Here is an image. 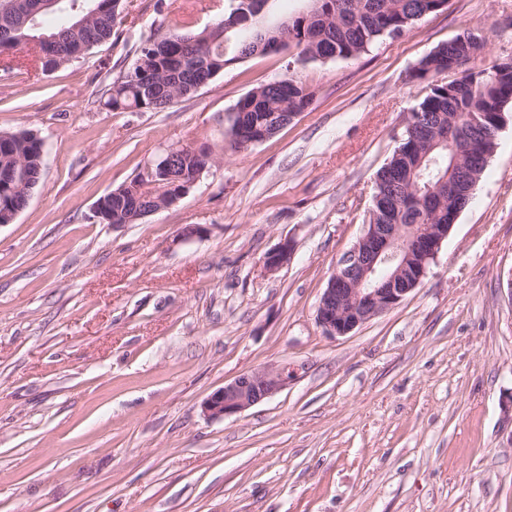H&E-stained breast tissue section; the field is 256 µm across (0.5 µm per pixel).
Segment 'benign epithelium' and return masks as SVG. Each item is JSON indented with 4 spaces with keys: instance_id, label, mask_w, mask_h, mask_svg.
Here are the masks:
<instances>
[{
    "instance_id": "1",
    "label": "benign epithelium",
    "mask_w": 512,
    "mask_h": 512,
    "mask_svg": "<svg viewBox=\"0 0 512 512\" xmlns=\"http://www.w3.org/2000/svg\"><path fill=\"white\" fill-rule=\"evenodd\" d=\"M450 224L421 228L404 224H366L362 235L342 257L320 297L316 321L332 337L343 336L358 326L399 304L427 275ZM421 250L423 260L411 279H399L401 272H384L398 251ZM294 244L288 240L267 253L264 267L275 272L290 259ZM297 377V368L288 364L244 373L212 392L202 403L211 418L236 416L273 396Z\"/></svg>"
}]
</instances>
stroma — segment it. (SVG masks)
Instances as JSON below:
<instances>
[{
    "label": "stroma",
    "instance_id": "1",
    "mask_svg": "<svg viewBox=\"0 0 512 512\" xmlns=\"http://www.w3.org/2000/svg\"><path fill=\"white\" fill-rule=\"evenodd\" d=\"M224 2L124 0L82 58L0 70V132L44 147L0 225V512H512V105L421 283L347 335L316 322L428 91L414 66L465 32L487 40L472 69L512 58V0H448L355 58L257 54L161 112L102 106L164 19L198 32ZM291 74L309 107L231 152L238 100ZM185 145L215 163L178 203L97 221L99 197ZM284 361L300 368L286 388L204 415L213 391Z\"/></svg>",
    "mask_w": 512,
    "mask_h": 512
}]
</instances>
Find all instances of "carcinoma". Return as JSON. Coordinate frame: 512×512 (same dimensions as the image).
<instances>
[{
  "mask_svg": "<svg viewBox=\"0 0 512 512\" xmlns=\"http://www.w3.org/2000/svg\"><path fill=\"white\" fill-rule=\"evenodd\" d=\"M437 0H313L308 14L284 20L287 46L297 50V61L349 59L360 55L385 37L409 31L420 19L436 13ZM68 10L72 18L63 26L46 29L43 18ZM56 0V6L37 15L35 22L20 12L0 13V56L4 68L21 66L18 51L38 40L35 61L41 71L52 72L85 55L108 40L123 0ZM260 29L242 24L216 41L207 29L191 33L178 23L162 24L140 50L131 70L112 79L105 105L111 110H163L179 98L208 85L228 62L260 52ZM67 46L61 53L43 37ZM485 37L466 32L435 48L414 68L412 77L428 81L429 92L410 117L430 130L405 128V135L386 164L378 171L368 222L377 224H447L468 203L496 148L500 129L498 113L512 102V60L497 62L487 70L466 71L456 84L440 76L461 56L475 59L485 53ZM312 94L301 81L289 77L259 85L236 104L237 117L229 137L242 128L253 136L269 132L274 122L292 112H303ZM212 152L181 148L168 170L156 161L130 182L110 190L96 203L95 217L101 224H133L167 202L180 189L181 176L212 166ZM43 167L41 141L30 131L0 133V223L11 224L18 209L39 182ZM451 175L456 193L450 197ZM160 183L164 191L150 192L144 186Z\"/></svg>",
  "mask_w": 512,
  "mask_h": 512,
  "instance_id": "cac0c4a2",
  "label": "carcinoma"
}]
</instances>
